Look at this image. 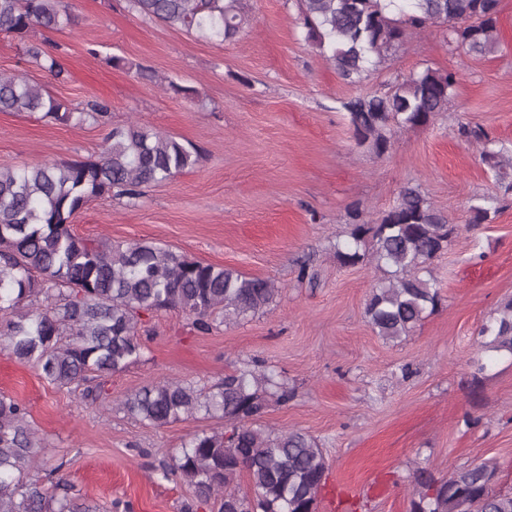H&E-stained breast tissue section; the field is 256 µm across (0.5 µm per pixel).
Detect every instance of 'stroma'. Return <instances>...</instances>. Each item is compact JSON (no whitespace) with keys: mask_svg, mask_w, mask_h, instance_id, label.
<instances>
[{"mask_svg":"<svg viewBox=\"0 0 512 512\" xmlns=\"http://www.w3.org/2000/svg\"><path fill=\"white\" fill-rule=\"evenodd\" d=\"M65 2L75 26L23 40L0 35V74L23 75L74 108L108 99L111 117L72 126L0 112V169L98 158L111 127L131 122L168 132L199 149L197 164L137 202H92L74 233L166 244L271 279L280 294L266 311L215 318L204 333L177 310L143 317L144 355L107 379L99 407L10 356L0 339V394L26 405L41 441L29 476L60 468L97 512H183L188 504L216 512L196 506L193 488L162 477L161 466L190 435L223 420L200 413L157 428L121 402L163 380L208 392L257 359L292 392L270 403L264 425L314 437L327 458L316 512H410L416 472L438 480L487 461L499 469L496 491L512 494V354L483 351L477 334L512 302V205L466 230L474 200L492 204L504 190L477 145L457 135L459 124L479 125L512 149V0H500L492 51L450 46L440 27L412 30L358 84L341 80L306 40L296 0H243L249 25L221 43L143 19L128 0ZM28 41L61 45L69 79L51 81L29 63ZM138 65L159 82L137 78ZM426 66L460 74L447 111L398 130L384 155L357 145L341 100L387 90ZM171 80L199 96L176 94ZM408 183L462 230L433 261L440 308L392 341L365 317L378 271L341 265L332 245L348 230L352 204L374 219ZM304 263L313 281H299ZM476 358L487 364L479 374Z\"/></svg>","mask_w":512,"mask_h":512,"instance_id":"35a3bbf8","label":"stroma"}]
</instances>
